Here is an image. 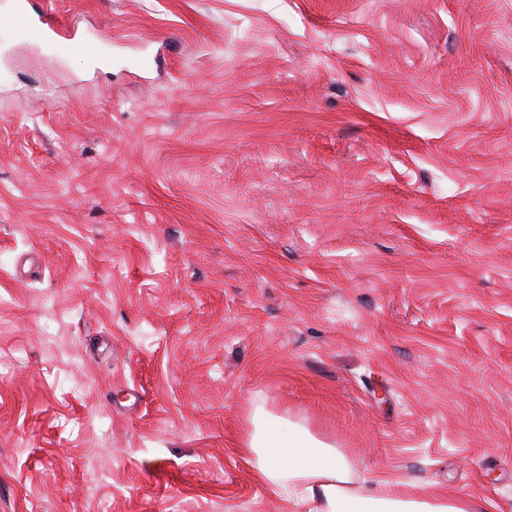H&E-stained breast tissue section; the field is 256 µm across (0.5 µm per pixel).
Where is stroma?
<instances>
[{"mask_svg":"<svg viewBox=\"0 0 512 512\" xmlns=\"http://www.w3.org/2000/svg\"><path fill=\"white\" fill-rule=\"evenodd\" d=\"M12 2L0 512H300L258 410L512 512V0ZM8 17L10 26L22 29L30 41L51 40L58 36L55 27L48 20L41 17L36 20L21 1L16 2Z\"/></svg>","mask_w":512,"mask_h":512,"instance_id":"obj_1","label":"stroma"}]
</instances>
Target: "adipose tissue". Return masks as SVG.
<instances>
[{"label": "adipose tissue", "mask_w": 512, "mask_h": 512, "mask_svg": "<svg viewBox=\"0 0 512 512\" xmlns=\"http://www.w3.org/2000/svg\"><path fill=\"white\" fill-rule=\"evenodd\" d=\"M244 455L254 478L287 491L304 512H483L477 499H460L438 491L376 478L351 491V466L339 450L296 425L271 427L261 414L252 417Z\"/></svg>", "instance_id": "obj_1"}]
</instances>
